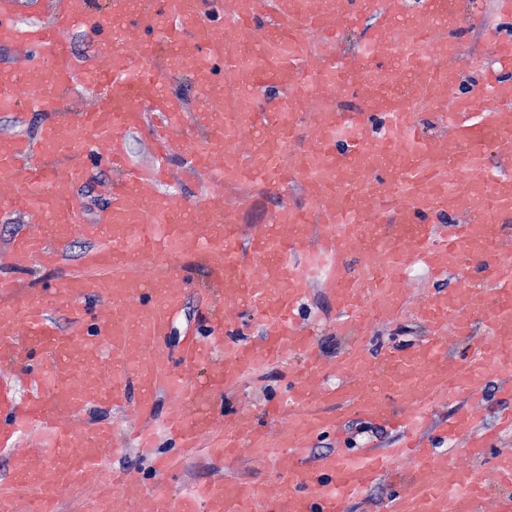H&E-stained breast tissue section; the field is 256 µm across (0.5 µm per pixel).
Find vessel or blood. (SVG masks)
Here are the masks:
<instances>
[{"mask_svg": "<svg viewBox=\"0 0 512 512\" xmlns=\"http://www.w3.org/2000/svg\"><path fill=\"white\" fill-rule=\"evenodd\" d=\"M400 0H225L223 17L203 14L201 0H107L96 14L89 0H51V23L26 22L20 0H0V45L14 62L0 66V112L21 97L48 116L39 148L19 134L0 138V200L35 224L0 252L10 264H55L74 237L91 243L79 272L56 278L40 298L0 300V366L28 384L23 403L0 387V449L16 447L29 430L40 435L33 456L20 457L12 492L0 491V512H58L71 488L93 494L83 512H346L353 497L380 477L395 489L387 512H484L494 487H512V451L499 433L480 431L477 414H460L439 431L486 471L449 463L425 440L434 408L451 396L477 401L488 377L512 392V173L491 170L490 144L512 143V37L492 28L495 66L475 88L453 95L455 0H420L417 14ZM376 25L362 57L331 54L343 27L365 16ZM84 28L95 58L76 67L66 32ZM192 75L200 110L190 115L167 92L166 77ZM276 87L271 108L258 90ZM91 98L75 119L62 102L75 89ZM355 110L341 114L337 94ZM435 111L451 137L422 138L418 114ZM313 144H293L303 114ZM153 122L154 161L132 164L130 134ZM205 128L193 145L185 177L205 191L182 202L164 193L169 155L189 124ZM71 153L68 167L51 158ZM97 160L120 171L102 217L82 224L76 188ZM462 173L450 181L451 170ZM258 183L299 186L309 203L281 204L271 223L244 233L225 191ZM466 222L441 225L442 217ZM202 262L219 301L206 336L167 338L182 311V263ZM436 277L457 273L452 292L428 294L421 311L430 333L406 348L370 351L364 331L403 308V278L413 265ZM336 300L352 342L336 363L340 387L321 383L314 330L298 320L314 283ZM95 299L90 322L60 330L58 306ZM249 308L260 341L225 312ZM484 332L475 335V324ZM472 342L469 357L452 359L448 338ZM303 351L308 362L285 396L269 401L258 420L228 424L214 405L226 386L263 364ZM210 362L202 381L190 373ZM138 391L137 412L154 414L157 392L173 406L166 429L179 450L157 457L145 484L127 469H107L102 449L112 428L79 421L86 406H125ZM334 402L341 415L312 411ZM399 429L396 447L335 452L311 461L319 436L340 430L343 414ZM208 438L207 453L232 459L238 449L279 467L275 487L204 482L181 494L163 483L181 452ZM408 472H400L403 459Z\"/></svg>", "mask_w": 512, "mask_h": 512, "instance_id": "vessel-or-blood-1", "label": "vessel or blood"}]
</instances>
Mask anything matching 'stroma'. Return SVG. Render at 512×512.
I'll use <instances>...</instances> for the list:
<instances>
[{"instance_id": "obj_1", "label": "stroma", "mask_w": 512, "mask_h": 512, "mask_svg": "<svg viewBox=\"0 0 512 512\" xmlns=\"http://www.w3.org/2000/svg\"><path fill=\"white\" fill-rule=\"evenodd\" d=\"M458 24L460 35L457 41L455 66L459 72L457 91L471 88L478 75L494 65L491 45L486 39V30L501 25L498 16V0H458ZM503 33L512 35V25H501ZM119 173L105 165L91 169L88 179L79 185L78 192L85 202L80 216L81 223L94 222L104 210L108 200V187L117 183ZM305 204L306 198L299 188H289L280 192L268 185L259 184L252 188L239 209V219L243 228L268 223L272 214L282 202ZM89 244L83 238L73 240L64 252L57 266L47 267L36 260L28 261L16 267L0 265V289L4 288L13 295H36L56 277L70 273L79 266L82 255ZM183 275L191 283L184 309L174 323L168 338V349H175L185 329L204 330L207 314L213 303L208 290L210 274L199 263L185 266ZM458 285L455 276L440 279L430 276L426 269L413 267L404 283L405 297L411 308L389 321L375 326L372 331L375 345L385 348H399L427 336L428 328L422 317L413 313L423 294L434 290L452 291ZM301 313L306 323L314 326L318 333V349L325 361L328 372L323 380L325 386L339 387L343 381L336 373L334 364L349 342L348 336L336 325V303L334 298L321 285H314L301 303ZM298 358H290L287 364L271 366L249 375L243 382L225 388L217 398V405L223 406L226 421H233L243 414H252L266 400L277 397L285 390L291 374L296 371ZM90 419L111 424L114 430V443L107 449L106 455L111 465L132 470L145 482H152L154 473L152 461L156 455L175 449L173 441L159 438L154 447L142 448L133 441V434L144 427V420L131 412L112 409L103 405L92 409ZM397 439L394 430L381 423L347 417L341 436L323 437L315 440L308 450L310 459L316 460L340 448H390ZM214 479L227 481L257 480L267 485H275L276 475L270 473L248 453H240L231 461H218L205 453L188 458L181 469L167 479L170 489Z\"/></svg>"}]
</instances>
